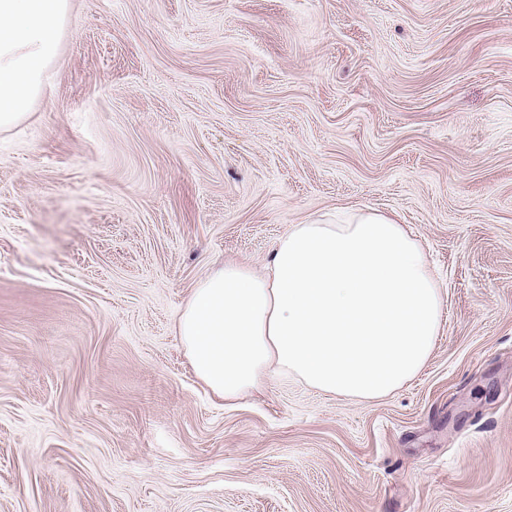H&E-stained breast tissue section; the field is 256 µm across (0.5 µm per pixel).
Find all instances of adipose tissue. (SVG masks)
I'll list each match as a JSON object with an SVG mask.
<instances>
[{
  "mask_svg": "<svg viewBox=\"0 0 512 512\" xmlns=\"http://www.w3.org/2000/svg\"><path fill=\"white\" fill-rule=\"evenodd\" d=\"M68 0H0V128L22 120L57 51ZM442 290L402 225L367 212L290 225L263 272L223 264L200 280L177 334L225 402L269 374L370 400L415 377L439 334Z\"/></svg>",
  "mask_w": 512,
  "mask_h": 512,
  "instance_id": "1",
  "label": "adipose tissue"
}]
</instances>
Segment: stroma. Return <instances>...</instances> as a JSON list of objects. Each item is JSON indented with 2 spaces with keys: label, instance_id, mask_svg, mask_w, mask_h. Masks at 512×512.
<instances>
[{
  "label": "stroma",
  "instance_id": "1",
  "mask_svg": "<svg viewBox=\"0 0 512 512\" xmlns=\"http://www.w3.org/2000/svg\"><path fill=\"white\" fill-rule=\"evenodd\" d=\"M0 129V512H512V0H69ZM394 216L432 355L231 407L177 320L293 224Z\"/></svg>",
  "mask_w": 512,
  "mask_h": 512
}]
</instances>
